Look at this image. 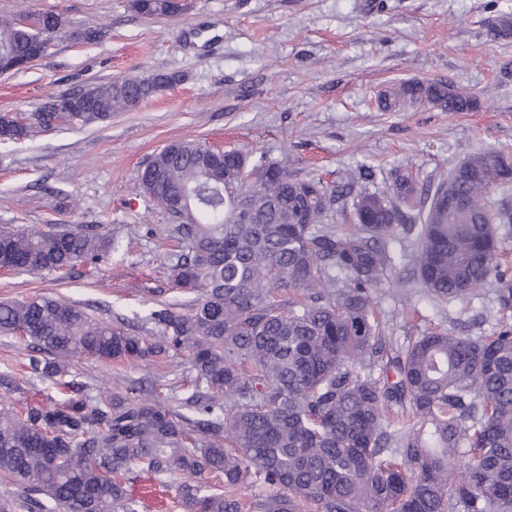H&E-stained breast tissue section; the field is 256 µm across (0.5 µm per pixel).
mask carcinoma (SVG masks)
<instances>
[{"label":"carcinoma","instance_id":"carcinoma-1","mask_svg":"<svg viewBox=\"0 0 512 512\" xmlns=\"http://www.w3.org/2000/svg\"><path fill=\"white\" fill-rule=\"evenodd\" d=\"M171 17V0H130ZM48 13L0 18V59L29 56ZM176 74L115 77L82 91L85 112L48 95L23 118L0 114V144L75 124H103L173 86ZM429 104L469 112L477 97L445 82L403 81L379 107ZM512 155L472 152L432 187L397 172L382 193L328 188L240 150L190 140L164 146L139 191L168 214L183 245L164 262L171 288L199 297L159 302L150 337L131 336L52 297L0 301V335L26 343L21 409L0 407V473L20 490L0 512H142L148 480L175 489L182 512H512ZM351 224L326 223L333 202ZM417 241L415 269L438 306L495 288L488 333L429 328L398 345L374 309L397 269L390 244ZM121 247L103 224L0 227L5 271L71 272ZM188 356L190 379L125 378L95 395L62 380L81 357L130 363ZM49 381L67 397L36 387ZM224 478L214 490L204 474ZM254 486L263 495L244 499Z\"/></svg>","mask_w":512,"mask_h":512}]
</instances>
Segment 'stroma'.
Returning <instances> with one entry per match:
<instances>
[{
	"instance_id": "stroma-1",
	"label": "stroma",
	"mask_w": 512,
	"mask_h": 512,
	"mask_svg": "<svg viewBox=\"0 0 512 512\" xmlns=\"http://www.w3.org/2000/svg\"><path fill=\"white\" fill-rule=\"evenodd\" d=\"M25 2L64 14L68 26L30 69L0 76V113L31 112L47 93L117 76L175 73L180 81L108 123L0 147V224L104 222L122 241L111 261L67 278L0 270V300L58 297L128 334H155L145 320L149 290L175 245L167 214L148 207L137 184L175 140L263 155L330 186L369 167V193L399 168L432 185L468 153H512V34L497 33L512 0H191L171 19L139 16L129 0H0V15ZM86 29L103 39L76 40ZM405 80L450 82L480 106L381 111L378 93ZM393 247L401 265L374 302L398 343L434 326L490 331L492 288L434 305L411 277L413 239L399 236ZM150 372L85 357L65 378L92 393Z\"/></svg>"
}]
</instances>
